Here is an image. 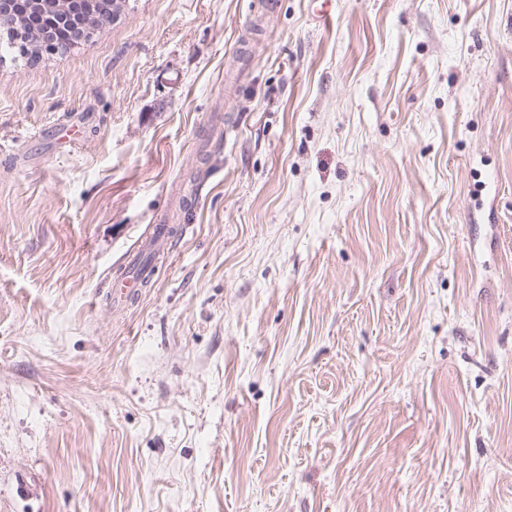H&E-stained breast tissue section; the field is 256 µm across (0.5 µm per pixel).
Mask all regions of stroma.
I'll use <instances>...</instances> for the list:
<instances>
[{
	"label": "stroma",
	"mask_w": 512,
	"mask_h": 512,
	"mask_svg": "<svg viewBox=\"0 0 512 512\" xmlns=\"http://www.w3.org/2000/svg\"><path fill=\"white\" fill-rule=\"evenodd\" d=\"M0 512H512V0L0 55ZM131 274L127 277L122 274L114 281V287L110 293L113 301L127 302L138 296L142 288H147L152 283L153 267H141L134 263L131 267Z\"/></svg>",
	"instance_id": "1"
}]
</instances>
